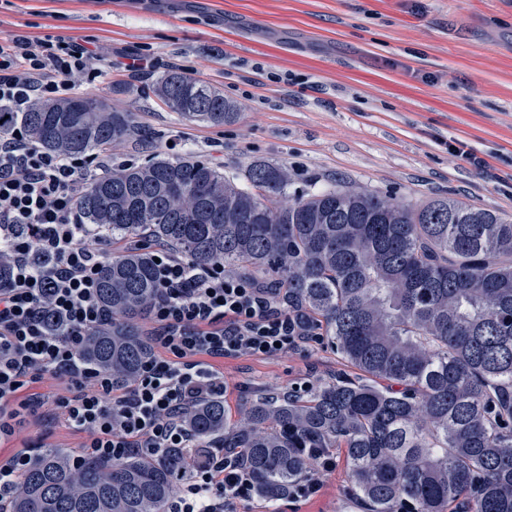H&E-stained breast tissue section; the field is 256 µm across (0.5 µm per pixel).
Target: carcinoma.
<instances>
[{
    "instance_id": "cac0c4a2",
    "label": "carcinoma",
    "mask_w": 512,
    "mask_h": 512,
    "mask_svg": "<svg viewBox=\"0 0 512 512\" xmlns=\"http://www.w3.org/2000/svg\"><path fill=\"white\" fill-rule=\"evenodd\" d=\"M154 95L189 121L235 122L224 93L177 69ZM20 122L52 153L85 156L141 133L133 113L89 93L34 104ZM286 164L235 176L210 160L155 155L93 176L78 207L124 248L104 262L112 322L84 359L131 379L153 340L134 322L154 300L146 235L199 263L283 289L288 311L357 375L258 394L234 422L224 401L185 409L203 446L239 448L269 503L311 473L302 448H339L364 512H512V216L435 198L414 207L359 187L289 195ZM185 448L74 465L39 449L10 512H167Z\"/></svg>"
}]
</instances>
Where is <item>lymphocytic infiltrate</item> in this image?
<instances>
[{"instance_id": "lymphocytic-infiltrate-1", "label": "lymphocytic infiltrate", "mask_w": 512, "mask_h": 512, "mask_svg": "<svg viewBox=\"0 0 512 512\" xmlns=\"http://www.w3.org/2000/svg\"><path fill=\"white\" fill-rule=\"evenodd\" d=\"M99 58L73 36L1 37L0 112L20 114L65 96L76 76L94 82ZM87 183L85 160L46 153L19 125L0 133V256L11 269L0 285V442L13 436L21 410L50 402L84 437L79 464L196 447L181 423L183 410L225 392L223 374L201 367L199 356L267 360L316 337L275 289L160 247L157 297L145 313L160 355L124 384L90 366L85 338L111 320L98 276L112 240L78 210ZM48 379L57 390L21 398ZM254 496L242 457L215 448L180 476L168 512H236Z\"/></svg>"}]
</instances>
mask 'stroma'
<instances>
[{
  "label": "stroma",
  "instance_id": "obj_1",
  "mask_svg": "<svg viewBox=\"0 0 512 512\" xmlns=\"http://www.w3.org/2000/svg\"><path fill=\"white\" fill-rule=\"evenodd\" d=\"M72 35L94 42L101 74L77 92L134 112L142 136L113 162L156 153L287 164L299 191L353 185L412 205L453 197L512 214V0H0V37ZM151 55L146 76L110 68ZM177 69L221 90L239 119L224 126L169 111L152 85ZM467 143L475 169L448 148ZM224 411L238 419L259 390L283 391L346 369L323 343L271 360H217ZM52 409L0 445V460L38 444L77 450ZM310 499L239 512H362L336 458Z\"/></svg>",
  "mask_w": 512,
  "mask_h": 512
}]
</instances>
